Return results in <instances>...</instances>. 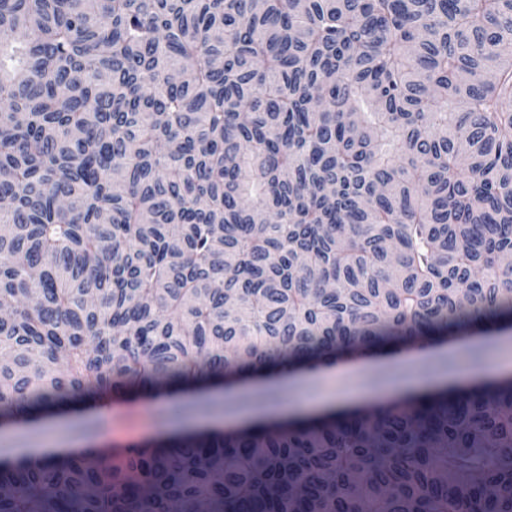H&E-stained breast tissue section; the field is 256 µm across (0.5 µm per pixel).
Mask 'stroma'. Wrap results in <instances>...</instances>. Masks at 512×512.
Segmentation results:
<instances>
[{"instance_id":"1","label":"stroma","mask_w":512,"mask_h":512,"mask_svg":"<svg viewBox=\"0 0 512 512\" xmlns=\"http://www.w3.org/2000/svg\"><path fill=\"white\" fill-rule=\"evenodd\" d=\"M473 365L472 359L453 357L441 349L416 358L359 361L330 379L312 374L301 381H275L222 393L215 399L219 402L215 409L210 406L213 399L197 396L190 410L178 416L170 414V404L164 400L146 398L132 403L118 402L102 417L85 412L46 425L26 424L1 431L0 455L11 460L17 453L48 443L65 448L93 447L105 429L112 434L111 443L104 447L105 452H119L130 445L171 436L204 422L219 421L231 425L253 415L273 417L283 409L300 407L325 395L336 397L357 390L363 394L365 403L385 401L391 392L406 382L445 377Z\"/></svg>"}]
</instances>
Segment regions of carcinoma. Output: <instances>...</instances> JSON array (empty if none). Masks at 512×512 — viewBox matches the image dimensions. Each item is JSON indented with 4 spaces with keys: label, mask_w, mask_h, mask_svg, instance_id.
<instances>
[{
    "label": "carcinoma",
    "mask_w": 512,
    "mask_h": 512,
    "mask_svg": "<svg viewBox=\"0 0 512 512\" xmlns=\"http://www.w3.org/2000/svg\"><path fill=\"white\" fill-rule=\"evenodd\" d=\"M512 0H0V421L512 327ZM0 512H512V376L0 463Z\"/></svg>",
    "instance_id": "carcinoma-1"
}]
</instances>
